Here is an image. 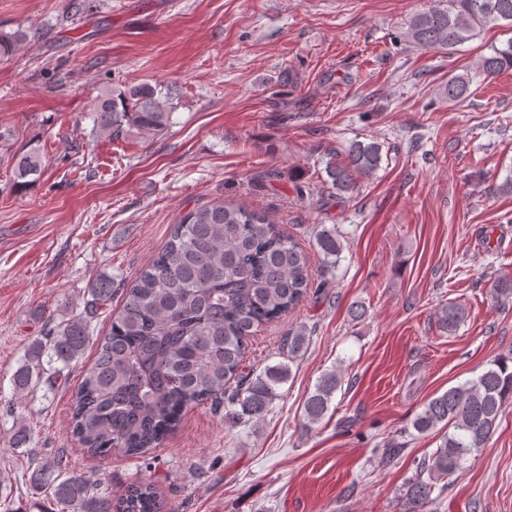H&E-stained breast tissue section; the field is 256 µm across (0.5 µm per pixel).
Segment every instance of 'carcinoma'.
<instances>
[{"instance_id": "cac0c4a2", "label": "carcinoma", "mask_w": 512, "mask_h": 512, "mask_svg": "<svg viewBox=\"0 0 512 512\" xmlns=\"http://www.w3.org/2000/svg\"><path fill=\"white\" fill-rule=\"evenodd\" d=\"M512 27V0H435L406 24L404 39L419 49L453 52L494 26ZM29 33L0 34V58L26 43ZM480 59L487 78L512 69V38L491 46ZM466 74L448 77V101L465 98ZM94 133L100 138L155 137L169 126V94L139 83L104 88L93 104ZM382 145L355 141L343 160L331 155L324 171L336 195L350 194L358 178L379 169ZM45 168L36 150L19 155L14 180L27 186ZM315 243L335 267L342 251L336 228H323ZM311 272L305 251L284 235L269 215L243 205L214 202L182 217L165 248L125 288L122 308L110 317L106 335L96 340L95 359L71 396V434L89 457L105 459L117 451L143 458L162 447L183 413L224 404L225 416L240 423L263 419L281 397L291 365L307 344L306 333L288 335V361L247 368L249 342L258 329L293 310L307 296ZM112 277L97 275L88 288L85 315L59 322L29 346L14 373V386L28 389L49 371L60 373L90 344L89 324L112 302ZM491 299L512 300V276L490 283ZM466 308L441 307L439 325L455 332ZM342 385L334 372L324 374L304 403L305 427L328 412ZM512 400V353L501 355L477 377L431 398L412 426L439 435L405 487L411 507L422 512L433 501L438 482L462 469L467 457L484 448L497 427L504 404ZM32 489L47 491L48 512H173L159 501L152 483L140 480L112 503L99 485L61 463H44L29 477Z\"/></svg>"}]
</instances>
